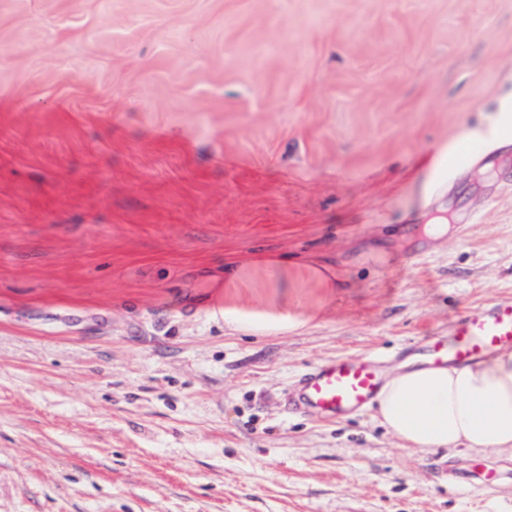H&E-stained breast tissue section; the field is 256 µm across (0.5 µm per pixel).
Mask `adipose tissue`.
<instances>
[{
    "label": "adipose tissue",
    "instance_id": "1",
    "mask_svg": "<svg viewBox=\"0 0 512 512\" xmlns=\"http://www.w3.org/2000/svg\"><path fill=\"white\" fill-rule=\"evenodd\" d=\"M209 312L239 329L274 332L298 323L281 300L289 288H332L329 267L257 255L226 260L212 279ZM264 289L259 305L242 294ZM375 417L405 447L427 451L463 446L477 452L512 451V348H500L462 366L407 365L389 373L375 400Z\"/></svg>",
    "mask_w": 512,
    "mask_h": 512
}]
</instances>
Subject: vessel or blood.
<instances>
[{
    "label": "vessel or blood",
    "mask_w": 512,
    "mask_h": 512,
    "mask_svg": "<svg viewBox=\"0 0 512 512\" xmlns=\"http://www.w3.org/2000/svg\"><path fill=\"white\" fill-rule=\"evenodd\" d=\"M512 346V298L459 314L449 328L447 346L436 347L434 363L462 366L492 349ZM380 386L371 361L358 358L332 359L311 369L293 410L331 420L365 410Z\"/></svg>",
    "instance_id": "1"
}]
</instances>
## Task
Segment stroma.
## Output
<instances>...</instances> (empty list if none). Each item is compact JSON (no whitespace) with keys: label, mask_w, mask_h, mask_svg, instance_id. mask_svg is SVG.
Masks as SVG:
<instances>
[{"label":"stroma","mask_w":512,"mask_h":512,"mask_svg":"<svg viewBox=\"0 0 512 512\" xmlns=\"http://www.w3.org/2000/svg\"><path fill=\"white\" fill-rule=\"evenodd\" d=\"M507 101L512 0H0V512H512L511 451L285 412L512 296V139L429 182ZM258 253L340 285L230 327ZM307 287L336 288V275L327 266L288 261L285 256L224 260V278H213L209 284L217 288L215 305L206 310L224 317L227 325L271 333L302 322L281 301V293ZM251 288H265V296L259 305L244 306L241 296Z\"/></svg>","instance_id":"1"}]
</instances>
